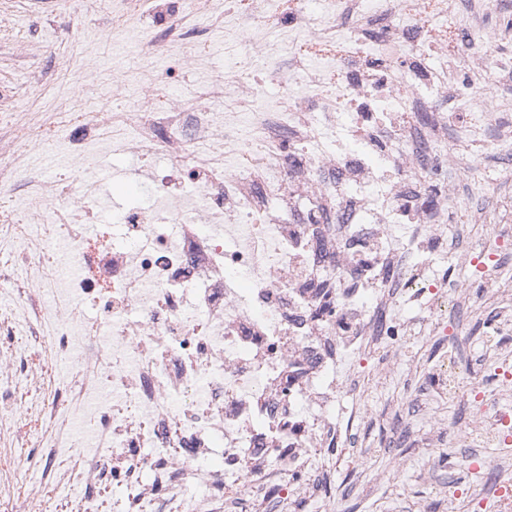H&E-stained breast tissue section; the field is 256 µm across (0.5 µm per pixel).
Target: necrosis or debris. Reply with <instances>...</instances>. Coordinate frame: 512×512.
I'll use <instances>...</instances> for the list:
<instances>
[{
    "label": "necrosis or debris",
    "mask_w": 512,
    "mask_h": 512,
    "mask_svg": "<svg viewBox=\"0 0 512 512\" xmlns=\"http://www.w3.org/2000/svg\"><path fill=\"white\" fill-rule=\"evenodd\" d=\"M198 4L223 31L224 71L205 67L212 44L176 35L170 15L135 42L125 21L111 79L122 111H84L100 91L86 61L71 68L81 96L0 139V293L12 296L0 436L33 452L0 456V512H57L31 478L36 455L78 488L74 512H213L255 497L268 471L269 497L338 512L315 489L353 444L359 376L394 379L412 345L435 340L425 383L464 415L443 423L423 409L392 434L468 472L449 480V499L512 512V464L475 468L465 454L502 447L512 378L497 367L490 390L481 372L456 370L462 346L491 351L512 334L510 315L478 336L461 316L473 280L512 294L497 199L484 237L453 221L473 192L453 144H512V113L481 85L491 68L512 76L498 25L481 0ZM32 143L65 145L74 167L30 176ZM95 145L135 159L149 189L113 224L82 176ZM75 419L89 443L74 439ZM452 445L464 450L453 461Z\"/></svg>",
    "instance_id": "obj_1"
}]
</instances>
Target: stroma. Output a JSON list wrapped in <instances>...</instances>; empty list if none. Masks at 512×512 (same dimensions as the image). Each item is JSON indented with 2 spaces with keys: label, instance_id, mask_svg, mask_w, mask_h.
Returning a JSON list of instances; mask_svg holds the SVG:
<instances>
[{
  "label": "stroma",
  "instance_id": "stroma-1",
  "mask_svg": "<svg viewBox=\"0 0 512 512\" xmlns=\"http://www.w3.org/2000/svg\"><path fill=\"white\" fill-rule=\"evenodd\" d=\"M29 44L18 54L15 41ZM112 6L104 4L84 13L67 15L64 0H0V101L19 104L21 112H41L56 96L76 91L69 72L57 67L59 59L79 63L95 59V76L107 79L112 65ZM133 160L105 156L99 167L105 186L98 200L103 211L113 203L137 204L130 189ZM361 386L383 403L379 417L356 416L352 432L356 439L352 464L328 465L332 493L345 512H417L429 502L434 512H448V469L429 463L411 441L397 449L384 447L391 433L392 405L405 397L404 384L388 386L364 377ZM407 462L403 472H394L393 456Z\"/></svg>",
  "mask_w": 512,
  "mask_h": 512
}]
</instances>
